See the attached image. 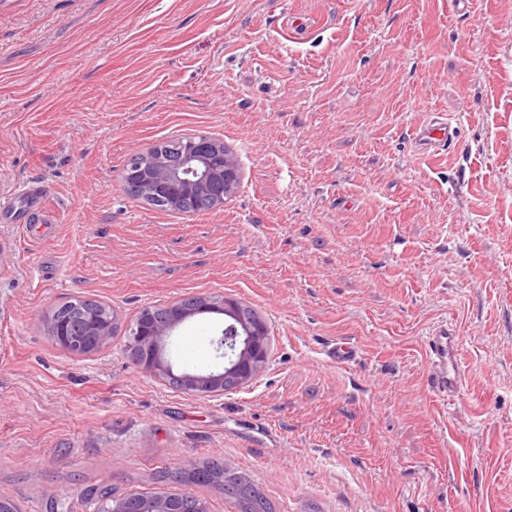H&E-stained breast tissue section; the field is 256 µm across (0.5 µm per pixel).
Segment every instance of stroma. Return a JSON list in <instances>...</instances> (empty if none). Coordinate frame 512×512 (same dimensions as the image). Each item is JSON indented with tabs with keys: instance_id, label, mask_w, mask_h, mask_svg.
<instances>
[{
	"instance_id": "stroma-1",
	"label": "stroma",
	"mask_w": 512,
	"mask_h": 512,
	"mask_svg": "<svg viewBox=\"0 0 512 512\" xmlns=\"http://www.w3.org/2000/svg\"><path fill=\"white\" fill-rule=\"evenodd\" d=\"M454 117L453 157L416 126ZM206 135L240 161L223 206L147 209L132 154ZM46 183L54 231L0 223V498L87 512L86 494L170 493L217 460L271 512H512V0H0V205ZM108 304L109 348L77 358L44 320ZM227 296L266 320L248 386L190 395L141 371L147 306ZM224 315L184 322L175 368L223 367ZM461 336L459 396L424 340ZM358 347L346 364L326 351ZM411 142L417 155L437 157L458 147L459 124L454 119L436 116L415 128ZM460 336L448 323L434 327L426 337V353L431 370L429 385L445 404L458 397L465 372L458 359Z\"/></svg>"
}]
</instances>
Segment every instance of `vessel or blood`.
Here are the masks:
<instances>
[{
  "instance_id": "vessel-or-blood-1",
  "label": "vessel or blood",
  "mask_w": 512,
  "mask_h": 512,
  "mask_svg": "<svg viewBox=\"0 0 512 512\" xmlns=\"http://www.w3.org/2000/svg\"><path fill=\"white\" fill-rule=\"evenodd\" d=\"M417 155L434 158L455 150L460 143V127L456 120L434 117L416 127L411 139ZM460 336L455 327H434L426 338V353L431 370L429 385L442 401L458 397L465 372L458 359Z\"/></svg>"
}]
</instances>
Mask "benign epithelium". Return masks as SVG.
<instances>
[{"mask_svg": "<svg viewBox=\"0 0 512 512\" xmlns=\"http://www.w3.org/2000/svg\"><path fill=\"white\" fill-rule=\"evenodd\" d=\"M186 145L176 167L145 166L123 173L122 179L135 181L140 194L157 206H175L188 191L209 199L215 206L224 204V197L235 193L241 179L235 155L224 153L205 135L187 138ZM84 302L90 304V310L82 329L72 326L63 304L51 310L45 325L53 342L75 357L97 354L112 343L114 315L110 306L89 298ZM205 313H224L234 318L215 341L217 352L225 359L224 368L176 374L166 357L165 346L183 322ZM127 348L136 352L135 364L142 371L164 382L174 381L189 394L218 397L250 384L264 370L269 357V332L264 320L245 316L233 299L189 297L168 306L165 314L143 313L131 325ZM89 501L90 512H127L123 498L93 495Z\"/></svg>", "mask_w": 512, "mask_h": 512, "instance_id": "obj_1", "label": "benign epithelium"}]
</instances>
